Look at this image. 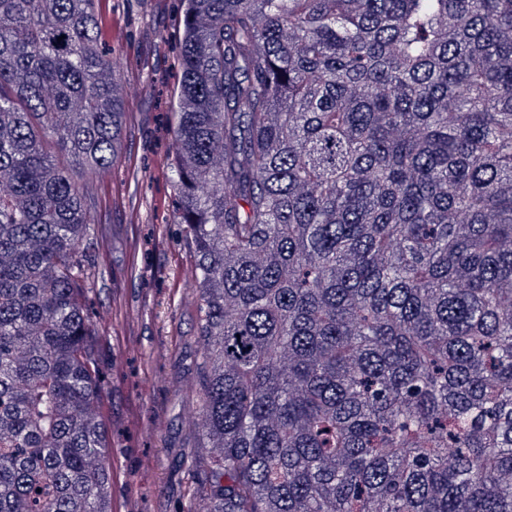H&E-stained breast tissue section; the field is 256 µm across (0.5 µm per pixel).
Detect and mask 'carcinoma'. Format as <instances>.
<instances>
[{
	"label": "carcinoma",
	"instance_id": "1",
	"mask_svg": "<svg viewBox=\"0 0 512 512\" xmlns=\"http://www.w3.org/2000/svg\"><path fill=\"white\" fill-rule=\"evenodd\" d=\"M180 2L187 512H512V0ZM100 25L0 0V512H112L69 177L123 132Z\"/></svg>",
	"mask_w": 512,
	"mask_h": 512
}]
</instances>
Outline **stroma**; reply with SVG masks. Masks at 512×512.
I'll use <instances>...</instances> for the list:
<instances>
[{"label": "stroma", "mask_w": 512, "mask_h": 512, "mask_svg": "<svg viewBox=\"0 0 512 512\" xmlns=\"http://www.w3.org/2000/svg\"><path fill=\"white\" fill-rule=\"evenodd\" d=\"M100 39L121 58L129 114L120 156L93 181L97 275L88 296L101 316L100 412L112 435V512H181L205 465L195 447L199 401L195 304L188 251L171 224L173 193L156 162L178 56L179 0H103Z\"/></svg>", "instance_id": "35a3bbf8"}]
</instances>
